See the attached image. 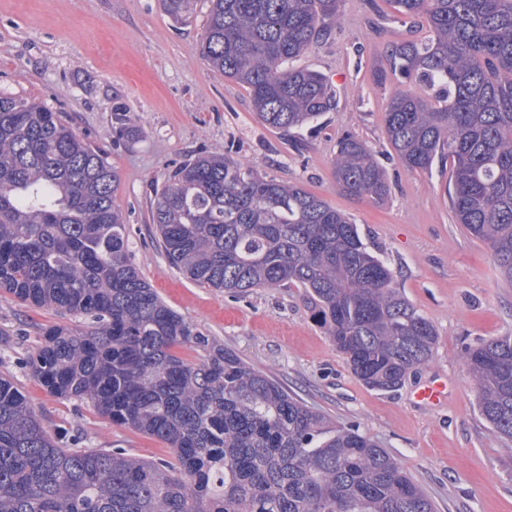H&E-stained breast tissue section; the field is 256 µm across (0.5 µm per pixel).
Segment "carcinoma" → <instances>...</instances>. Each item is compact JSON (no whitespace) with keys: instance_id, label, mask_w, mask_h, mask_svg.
<instances>
[{"instance_id":"cac0c4a2","label":"carcinoma","mask_w":512,"mask_h":512,"mask_svg":"<svg viewBox=\"0 0 512 512\" xmlns=\"http://www.w3.org/2000/svg\"><path fill=\"white\" fill-rule=\"evenodd\" d=\"M342 0H209L201 55L250 91L258 118L290 131L336 105L325 77L295 65ZM426 35L390 45L397 77L389 143L409 170L450 159L456 222L512 282V0H388ZM185 20L192 0H163ZM334 176L382 203L367 142L336 143ZM118 175L71 121L0 92V294L84 319L52 325L20 365L49 394L154 438L176 463L93 448L40 421L0 375V512H435L384 448L338 425L188 322L129 259ZM152 222L186 279L234 297L301 288L352 374L399 387L437 333L395 287L357 225L300 185L229 156L199 155L156 192ZM202 352L190 360L183 350ZM484 420L512 445V336L466 348Z\"/></svg>"}]
</instances>
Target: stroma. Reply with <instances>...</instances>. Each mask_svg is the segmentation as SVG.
<instances>
[{
  "label": "stroma",
  "mask_w": 512,
  "mask_h": 512,
  "mask_svg": "<svg viewBox=\"0 0 512 512\" xmlns=\"http://www.w3.org/2000/svg\"><path fill=\"white\" fill-rule=\"evenodd\" d=\"M207 17L208 0H194L181 23L162 0H0V92L64 113L105 152L118 175L115 202L128 224L130 258L173 309L337 424H358L437 512H512V454L482 418L464 358L466 346L512 335V282L489 247L455 223L449 163L429 172L401 164L385 134L399 83L374 78L389 44L422 37L423 29L398 21L388 0H342L330 31L300 60L326 77L337 106L318 126L287 136L257 118L246 88L201 58ZM118 107L134 137L116 123ZM347 131L368 143L385 170L384 204L339 192L333 158ZM202 151L301 184L349 214L370 251L392 269L399 291L434 325L431 360L396 390L370 389L353 376L302 289L259 288L234 298L171 267L151 219L154 192ZM71 321L0 297V331L12 340L0 371L14 375L45 426L68 425L95 448L171 458L159 441L50 395L19 367L46 325ZM435 379L447 382L448 394L428 406L415 394Z\"/></svg>",
  "instance_id": "35a3bbf8"
}]
</instances>
